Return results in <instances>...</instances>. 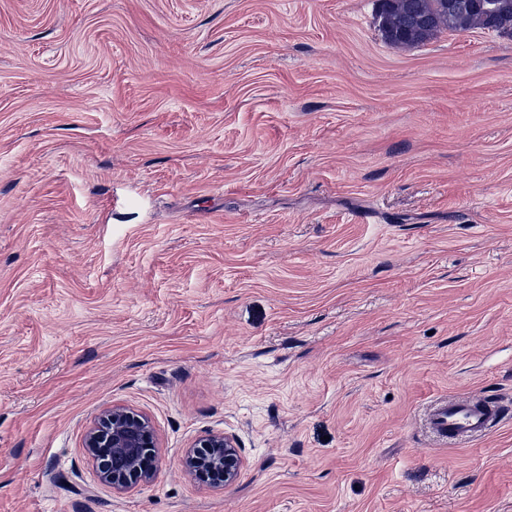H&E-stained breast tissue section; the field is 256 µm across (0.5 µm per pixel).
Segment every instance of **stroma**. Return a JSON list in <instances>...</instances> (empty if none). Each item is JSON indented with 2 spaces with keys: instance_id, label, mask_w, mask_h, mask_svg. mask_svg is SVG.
I'll return each instance as SVG.
<instances>
[{
  "instance_id": "35a3bbf8",
  "label": "stroma",
  "mask_w": 512,
  "mask_h": 512,
  "mask_svg": "<svg viewBox=\"0 0 512 512\" xmlns=\"http://www.w3.org/2000/svg\"><path fill=\"white\" fill-rule=\"evenodd\" d=\"M512 35L376 0H0V512H512ZM149 416L154 480L84 448ZM237 439L216 489L187 448ZM388 10L382 12L378 3L380 31L393 45L418 46L443 32H461L474 28H490L488 17L477 8L460 6L448 15L442 8L444 0H386ZM427 15L428 25L419 29L416 18ZM510 408L496 400L451 398L437 402L428 416L429 429L444 444L484 436L496 427ZM157 447L151 419L123 406L102 411L84 438V448L96 463L99 480L115 492L154 479Z\"/></svg>"
}]
</instances>
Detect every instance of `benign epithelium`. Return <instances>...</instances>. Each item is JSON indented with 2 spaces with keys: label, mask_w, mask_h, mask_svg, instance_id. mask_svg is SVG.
I'll return each instance as SVG.
<instances>
[{
  "label": "benign epithelium",
  "mask_w": 512,
  "mask_h": 512,
  "mask_svg": "<svg viewBox=\"0 0 512 512\" xmlns=\"http://www.w3.org/2000/svg\"><path fill=\"white\" fill-rule=\"evenodd\" d=\"M84 448L99 480L115 492L151 482L157 472V438L151 419L123 406L102 411L88 428ZM185 469L215 488L231 485L243 460L234 438L209 434L185 455Z\"/></svg>",
  "instance_id": "obj_1"
}]
</instances>
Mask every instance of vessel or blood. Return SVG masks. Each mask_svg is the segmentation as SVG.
<instances>
[{
    "label": "vessel or blood",
    "mask_w": 512,
    "mask_h": 512,
    "mask_svg": "<svg viewBox=\"0 0 512 512\" xmlns=\"http://www.w3.org/2000/svg\"><path fill=\"white\" fill-rule=\"evenodd\" d=\"M512 410L496 400L451 398L437 402L428 416L441 442L475 439L496 427Z\"/></svg>",
    "instance_id": "b4317fda"
}]
</instances>
